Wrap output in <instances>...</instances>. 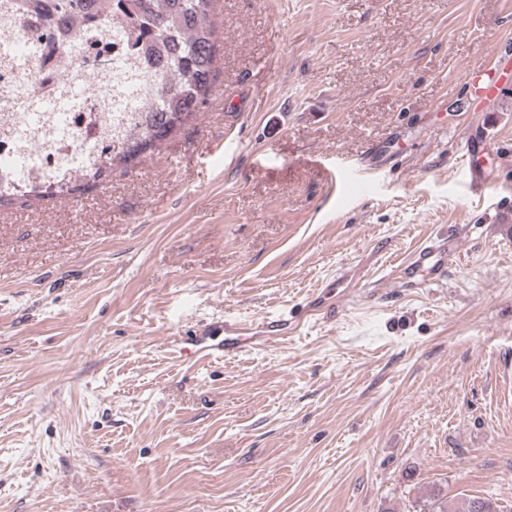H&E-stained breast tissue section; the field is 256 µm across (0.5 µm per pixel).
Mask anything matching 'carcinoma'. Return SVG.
<instances>
[{
    "mask_svg": "<svg viewBox=\"0 0 512 512\" xmlns=\"http://www.w3.org/2000/svg\"><path fill=\"white\" fill-rule=\"evenodd\" d=\"M213 0H112V14L104 13L98 0H39L62 23L92 27L100 19L112 17V38L126 44L130 51L151 47L158 53V69L142 78L135 72L112 65V83L100 94L125 98L140 81L150 93L142 103L143 111L131 117L128 132H115L112 155L102 159L91 172L81 174L87 183L99 184L110 172L127 165V152L141 143L157 146L191 117L200 112L213 94L218 78L217 57L221 34L211 20ZM14 25L24 31L32 49L42 46L45 31L25 13L14 17ZM78 186L57 189L33 188L13 194L0 192V208H8L23 197L57 193L70 194ZM423 512H500L489 497H474L460 507L448 503L437 493L430 497Z\"/></svg>",
    "mask_w": 512,
    "mask_h": 512,
    "instance_id": "carcinoma-1",
    "label": "carcinoma"
}]
</instances>
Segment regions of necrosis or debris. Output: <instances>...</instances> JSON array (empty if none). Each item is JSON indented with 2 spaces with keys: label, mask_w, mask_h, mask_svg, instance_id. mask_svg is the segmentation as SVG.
Masks as SVG:
<instances>
[{
  "label": "necrosis or debris",
  "mask_w": 512,
  "mask_h": 512,
  "mask_svg": "<svg viewBox=\"0 0 512 512\" xmlns=\"http://www.w3.org/2000/svg\"><path fill=\"white\" fill-rule=\"evenodd\" d=\"M54 50L50 61L31 56L26 40L0 30L10 44L9 62L0 63V192L61 186L89 171L112 150L113 127L127 128L131 112L93 90L111 79L112 36L102 32L87 61L67 51L72 29L44 22ZM83 70L91 95L75 100L64 95L62 83ZM30 97L18 94L19 87Z\"/></svg>",
  "instance_id": "obj_1"
}]
</instances>
